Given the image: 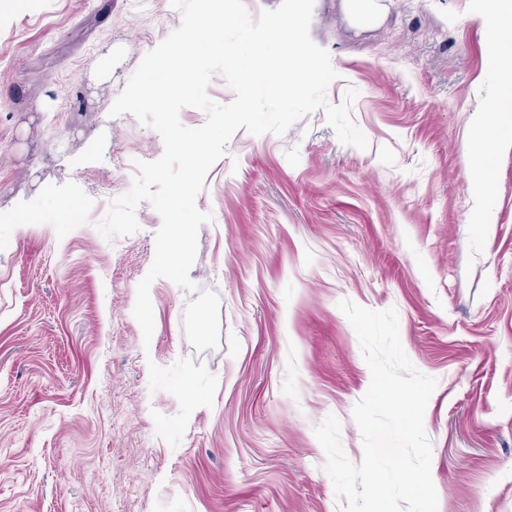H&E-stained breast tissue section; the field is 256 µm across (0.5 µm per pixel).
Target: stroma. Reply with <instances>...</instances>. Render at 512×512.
<instances>
[{
    "mask_svg": "<svg viewBox=\"0 0 512 512\" xmlns=\"http://www.w3.org/2000/svg\"><path fill=\"white\" fill-rule=\"evenodd\" d=\"M492 0H380L352 27L314 0L310 35L369 146L324 111L284 135L238 130L196 204L190 271L220 297V341L196 352L188 294L151 286L161 218L96 225L127 192L125 157L160 135L110 108L181 24L170 0H0V512H340L314 430L371 374L338 304L395 309L401 345L437 385L424 414L438 512H512V149L473 198L471 116L504 76ZM85 221H70L72 211Z\"/></svg>",
    "mask_w": 512,
    "mask_h": 512,
    "instance_id": "stroma-1",
    "label": "stroma"
}]
</instances>
